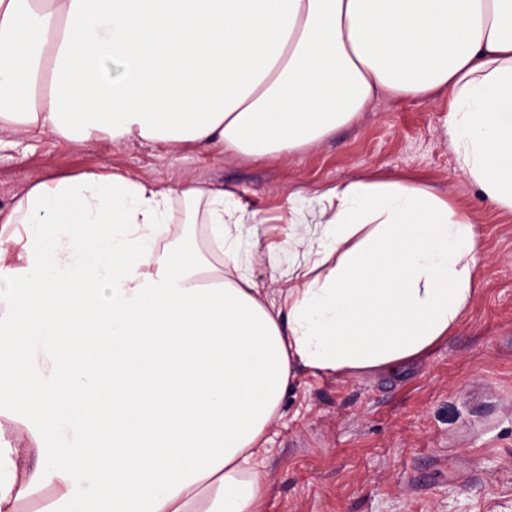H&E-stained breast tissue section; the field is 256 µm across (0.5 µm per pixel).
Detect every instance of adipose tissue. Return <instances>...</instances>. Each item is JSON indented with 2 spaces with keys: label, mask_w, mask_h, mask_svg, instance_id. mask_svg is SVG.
<instances>
[{
  "label": "adipose tissue",
  "mask_w": 512,
  "mask_h": 512,
  "mask_svg": "<svg viewBox=\"0 0 512 512\" xmlns=\"http://www.w3.org/2000/svg\"><path fill=\"white\" fill-rule=\"evenodd\" d=\"M380 94L447 98L460 171L512 213V0H0V138L277 158ZM176 193L225 274L207 276L193 237L157 245ZM176 193L91 171L0 210V265L17 257L0 288V512H268L262 448L297 376L421 358L485 261L446 196L361 179L315 197L272 297L236 193ZM253 274L263 288H269L267 291L270 293V296H277L279 289L285 290V288L291 286L287 278H282L279 276V273L272 271L266 254L261 260L254 264Z\"/></svg>",
  "instance_id": "obj_1"
}]
</instances>
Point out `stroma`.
<instances>
[{
  "instance_id": "1",
  "label": "stroma",
  "mask_w": 512,
  "mask_h": 512,
  "mask_svg": "<svg viewBox=\"0 0 512 512\" xmlns=\"http://www.w3.org/2000/svg\"><path fill=\"white\" fill-rule=\"evenodd\" d=\"M445 119L441 101L384 96L284 160L47 136L0 148V209L40 177L112 170L176 190L193 180L237 192L264 245L304 234L296 208L336 184L408 179L448 195L488 257L466 314L397 373L297 378L269 431V512H512V214L461 174ZM183 209L174 199L164 242L195 233L203 259L219 264L208 226L183 224Z\"/></svg>"
}]
</instances>
